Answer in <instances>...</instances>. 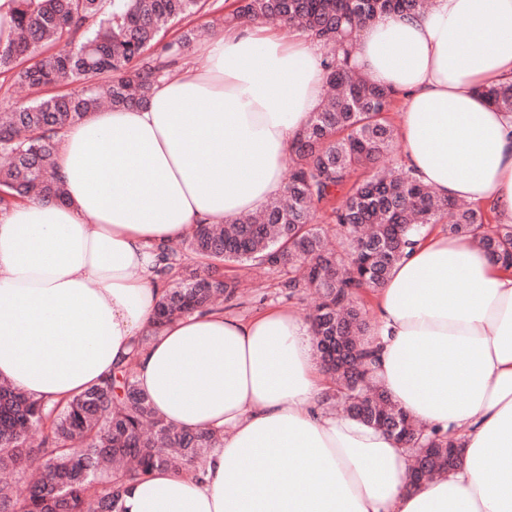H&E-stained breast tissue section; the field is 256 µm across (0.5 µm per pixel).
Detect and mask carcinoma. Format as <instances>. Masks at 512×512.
Returning <instances> with one entry per match:
<instances>
[{"mask_svg": "<svg viewBox=\"0 0 512 512\" xmlns=\"http://www.w3.org/2000/svg\"><path fill=\"white\" fill-rule=\"evenodd\" d=\"M15 30L0 42V74L37 91L78 84L71 92L27 101L0 112V209L31 197L64 202L54 169L62 134L89 113L139 106L207 29L192 27L175 42L166 30L210 11L209 0H17ZM427 0H234L225 27L273 20L296 25L327 48L325 97L291 149L285 193L258 215L232 224H198L182 252L162 246L160 281L168 284L154 325L163 326L240 299V283L215 276L226 263L285 271L279 287L295 296L315 290L310 312L320 362L332 380L328 405L386 431L399 423L409 457L426 474H447L454 447L448 434L417 429L415 421L373 381L363 294L382 287L414 236L442 225L451 236H472L512 268V224L489 212L436 197L407 168L380 161L396 149L388 114L395 94L372 84L348 45L377 15L423 10ZM480 93L512 113V82ZM329 212L336 247L313 219ZM216 434L183 430L162 418L138 387L132 363L72 398L48 404L0 381V471L37 466L39 479L10 497L0 512H125L129 489L151 471L201 465Z\"/></svg>", "mask_w": 512, "mask_h": 512, "instance_id": "carcinoma-1", "label": "carcinoma"}]
</instances>
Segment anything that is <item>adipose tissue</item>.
Wrapping results in <instances>:
<instances>
[{
  "instance_id": "ef3b65f1",
  "label": "adipose tissue",
  "mask_w": 512,
  "mask_h": 512,
  "mask_svg": "<svg viewBox=\"0 0 512 512\" xmlns=\"http://www.w3.org/2000/svg\"><path fill=\"white\" fill-rule=\"evenodd\" d=\"M203 51L206 68L160 79L146 106L100 109L64 132L66 203L0 212V380L55 401L130 361L166 420L220 432L200 471H153L127 512H512V269L471 238L430 232L374 296L378 382L463 453L416 489L396 440L324 404L301 311L153 329L158 245L282 195V159L324 97V49L303 34L225 28ZM354 57L401 100L406 168L511 224L512 113L479 90L512 81V0L380 15Z\"/></svg>"
}]
</instances>
